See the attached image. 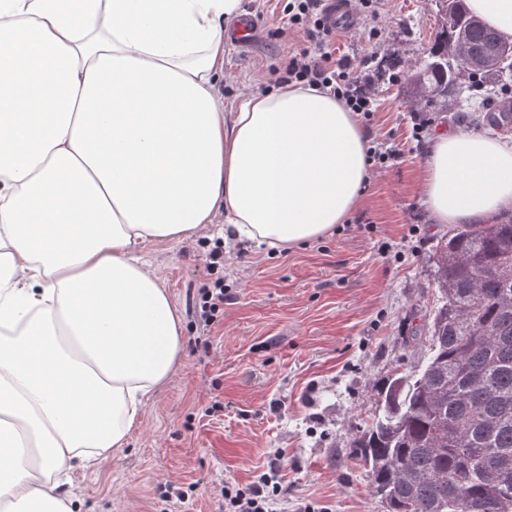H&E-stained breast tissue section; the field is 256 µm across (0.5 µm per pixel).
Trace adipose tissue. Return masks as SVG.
Segmentation results:
<instances>
[{
  "instance_id": "adipose-tissue-1",
  "label": "adipose tissue",
  "mask_w": 512,
  "mask_h": 512,
  "mask_svg": "<svg viewBox=\"0 0 512 512\" xmlns=\"http://www.w3.org/2000/svg\"><path fill=\"white\" fill-rule=\"evenodd\" d=\"M241 0H0V512H73L75 469L124 447L182 363L170 296L137 252L223 212L222 237L289 248L361 202L368 141L302 84L225 111ZM437 224L512 211V141L436 131Z\"/></svg>"
}]
</instances>
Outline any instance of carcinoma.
Here are the masks:
<instances>
[{
    "label": "carcinoma",
    "instance_id": "1",
    "mask_svg": "<svg viewBox=\"0 0 512 512\" xmlns=\"http://www.w3.org/2000/svg\"><path fill=\"white\" fill-rule=\"evenodd\" d=\"M499 40L453 0L409 78L416 104L445 112L466 79L507 85L512 69L472 68ZM511 258L510 217L465 224L434 249L425 362L386 378L353 440L386 512H512Z\"/></svg>",
    "mask_w": 512,
    "mask_h": 512
}]
</instances>
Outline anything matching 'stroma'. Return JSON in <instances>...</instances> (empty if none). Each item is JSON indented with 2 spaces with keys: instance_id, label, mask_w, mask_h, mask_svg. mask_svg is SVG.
<instances>
[{
  "instance_id": "1",
  "label": "stroma",
  "mask_w": 512,
  "mask_h": 512,
  "mask_svg": "<svg viewBox=\"0 0 512 512\" xmlns=\"http://www.w3.org/2000/svg\"><path fill=\"white\" fill-rule=\"evenodd\" d=\"M253 42L224 44L225 100L276 87L301 34L285 27L278 0H243ZM336 31L337 57L363 64L378 110L362 126L394 158L371 162L364 200L333 235L291 248L249 242L224 247V314L199 317L198 290L210 282L215 225L176 244H148L143 261L167 289L182 324V367L145 400L125 448L76 469L68 492L81 512H221V481L247 484L283 457L288 490L278 512H385L353 446L375 413L377 390L393 372L418 369L427 346L413 337L437 304L430 257L445 224L432 223L416 188L432 131L481 130L512 138L468 105L420 111L407 71L434 43L433 0H390L388 11ZM185 488L177 498L175 488Z\"/></svg>"
}]
</instances>
